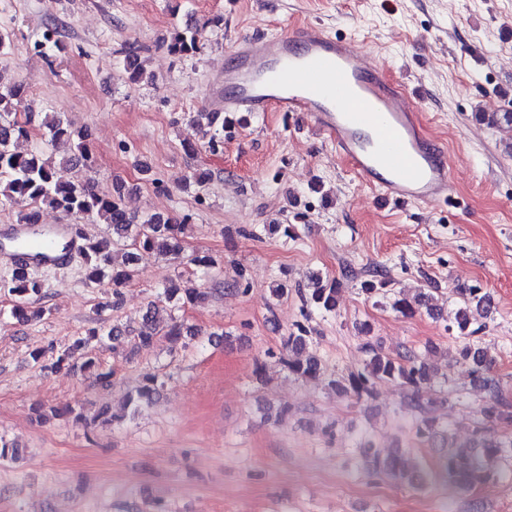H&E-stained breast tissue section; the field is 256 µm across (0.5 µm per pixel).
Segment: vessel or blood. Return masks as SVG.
Returning <instances> with one entry per match:
<instances>
[{
	"instance_id": "obj_1",
	"label": "vessel or blood",
	"mask_w": 512,
	"mask_h": 512,
	"mask_svg": "<svg viewBox=\"0 0 512 512\" xmlns=\"http://www.w3.org/2000/svg\"><path fill=\"white\" fill-rule=\"evenodd\" d=\"M272 107L328 131L338 153L384 199L432 208L453 203L446 148L423 135L408 97L382 80L352 40L314 26L244 37L205 109L252 116ZM29 230L19 223L0 228L11 261L60 268L80 248L75 225H49L46 241Z\"/></svg>"
}]
</instances>
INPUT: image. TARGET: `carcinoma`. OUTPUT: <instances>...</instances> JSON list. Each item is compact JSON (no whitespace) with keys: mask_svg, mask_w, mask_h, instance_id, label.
I'll use <instances>...</instances> for the list:
<instances>
[{"mask_svg":"<svg viewBox=\"0 0 512 512\" xmlns=\"http://www.w3.org/2000/svg\"><path fill=\"white\" fill-rule=\"evenodd\" d=\"M196 45L195 35L188 36L178 32L172 40L171 50L176 53H189L196 49ZM25 94L26 88L23 84H6L0 75V204L26 206L27 210L19 213V220L28 223L38 214V209L49 207L66 214L90 218L97 224L108 225L109 236L86 239L81 259L87 267V278L90 282H105L112 288V307L116 308L120 304L122 289L128 286L133 277L136 254L141 250L169 257L180 264L200 270L213 265V260L206 255L183 254L182 235L186 225L175 224L172 219L157 214L147 216L139 224L134 223L135 217L129 214L124 205L122 190L118 189L111 195H102L96 192L91 182L84 179L59 181L52 155L46 151V147L57 141H70L76 137V150L80 159L87 163L89 154L84 141L88 134L74 130L69 122L55 115H46L38 121L31 113H17V105ZM478 118L493 126L512 129L511 112H481ZM246 122L247 119L243 117L226 120L222 112H191L186 121L189 134L183 140L182 147L188 153L195 152L198 148L195 135L206 130L210 134L208 145L215 150L224 144V127ZM36 128L42 131L45 146L28 152L17 151L13 141L29 137ZM118 245L128 248L125 262L120 268L114 267L112 262V249ZM297 292L304 305L324 313H336V280L312 273L308 275L306 284L297 286ZM362 292L369 299H386L391 294L390 281L384 278L369 281L362 288ZM8 293L12 302L10 314L17 320L25 322L32 316L37 317L44 313V310L33 307L34 298L43 293V285L25 267L15 269ZM207 297L208 292L192 278H181L170 283L164 287L158 301L152 303V314L146 316L141 328L132 336L134 344L147 346L161 333L170 343L179 344L185 338L183 325L174 321L166 327L160 326L157 319L160 304L175 301L183 306H195ZM481 303L482 297L478 295V289H464L453 312V326L465 335L461 357L473 364L476 378L483 382L489 392V399L481 410L483 422L487 424L511 420L512 413L509 409L512 406L504 402L499 382L488 377L492 361L488 359L486 349L482 346V337L478 336L482 328L469 329L471 305L478 306ZM422 305L421 293L411 299L400 297L391 302L393 310L409 315L416 313ZM86 343L85 339L76 340L71 348L57 356L54 366L84 373L95 370L96 379L110 384L112 373L101 371L98 360L83 352ZM365 352L368 359L362 369L350 373L346 378L328 381L336 394L353 395L360 399L369 395L379 380L390 381L401 388L419 392L433 378L430 368L418 362L417 357L411 353L393 358L370 344L365 346ZM288 368L301 377L318 378L323 374L321 362L313 357L291 363ZM157 393V380L149 379L127 395V404L135 410L139 405L151 402ZM417 432L423 436H439L446 441V475L449 480L462 486H473L481 482L484 478V460L500 456L504 449L512 448V438L504 441L488 436L482 427L476 431L475 438L465 444L452 442L446 429L430 421H422ZM361 455L364 462L380 475L417 486L425 481L424 472L410 465L399 454L383 457L367 442L361 445Z\"/></svg>","mask_w":512,"mask_h":512,"instance_id":"obj_1","label":"carcinoma"}]
</instances>
